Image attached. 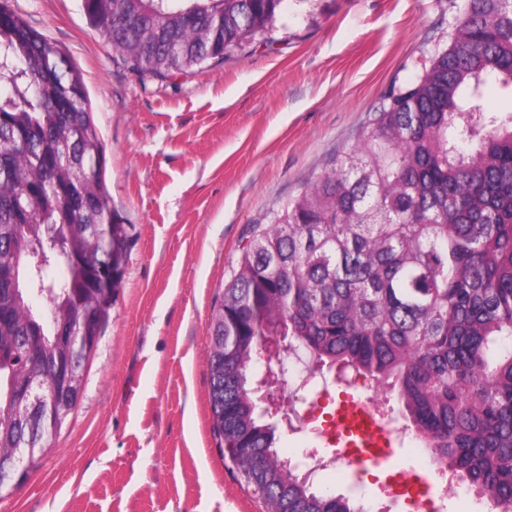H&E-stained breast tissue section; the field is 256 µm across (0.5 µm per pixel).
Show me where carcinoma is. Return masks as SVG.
Listing matches in <instances>:
<instances>
[{
  "label": "carcinoma",
  "mask_w": 512,
  "mask_h": 512,
  "mask_svg": "<svg viewBox=\"0 0 512 512\" xmlns=\"http://www.w3.org/2000/svg\"><path fill=\"white\" fill-rule=\"evenodd\" d=\"M283 2L84 9L140 75L165 77L271 33ZM0 15V468L31 438L29 471L75 409L90 353L67 355L54 427L24 390L56 392L60 328L101 335L128 234L81 73L9 0ZM491 81L512 86V0H462L449 45L242 247L210 316L209 403L225 458L267 512H361L278 450L255 392L274 336L271 366L304 351L389 386L432 459L512 512V126L465 111Z\"/></svg>",
  "instance_id": "cac0c4a2"
}]
</instances>
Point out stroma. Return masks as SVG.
Listing matches in <instances>:
<instances>
[{
	"label": "stroma",
	"mask_w": 512,
	"mask_h": 512,
	"mask_svg": "<svg viewBox=\"0 0 512 512\" xmlns=\"http://www.w3.org/2000/svg\"><path fill=\"white\" fill-rule=\"evenodd\" d=\"M458 3L285 0L268 40L161 78L133 71L83 0H10L83 76L129 245L78 405L0 512H264L212 431V308L254 226L446 47ZM401 454L441 512H487L443 492L425 451Z\"/></svg>",
	"instance_id": "stroma-1"
}]
</instances>
